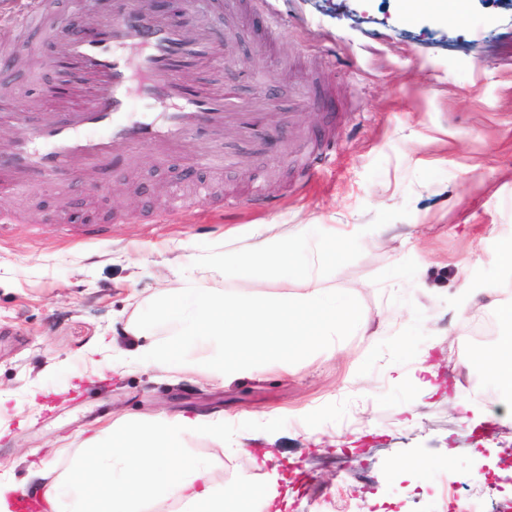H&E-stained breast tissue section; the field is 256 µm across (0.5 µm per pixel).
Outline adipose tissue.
Wrapping results in <instances>:
<instances>
[{
  "mask_svg": "<svg viewBox=\"0 0 512 512\" xmlns=\"http://www.w3.org/2000/svg\"><path fill=\"white\" fill-rule=\"evenodd\" d=\"M469 362L486 368L495 388L512 391V336L473 350ZM196 434L223 444L224 424L179 415L114 425L105 437L83 441L69 472L34 469L25 485L49 499L66 497L68 512H140L144 502L160 498L178 500L186 512H241L247 486L214 487L202 466L180 455Z\"/></svg>",
  "mask_w": 512,
  "mask_h": 512,
  "instance_id": "ef3b65f1",
  "label": "adipose tissue"
}]
</instances>
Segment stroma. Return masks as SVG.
<instances>
[{
	"instance_id": "obj_1",
	"label": "stroma",
	"mask_w": 512,
	"mask_h": 512,
	"mask_svg": "<svg viewBox=\"0 0 512 512\" xmlns=\"http://www.w3.org/2000/svg\"><path fill=\"white\" fill-rule=\"evenodd\" d=\"M448 24L406 18L403 0H195L190 34L209 31L228 60L189 67L186 85L246 88L264 112H298L222 175L190 158L141 152L113 160L104 190L71 182L65 208L0 190V475L22 484L31 464L65 470L84 436L117 420L223 419L224 443L188 437L216 484L261 489L281 477V512H482L512 506V414L489 404L483 368L468 365L464 329L488 300L474 280H501L493 243L512 235V0H466ZM275 14L279 30L265 33ZM65 68L1 69L13 94L0 112L60 110ZM323 145L313 176L290 146ZM261 187L269 207L246 199ZM409 217L362 236L363 253L317 287L358 299L368 334L305 360L232 381L132 363L142 337L126 322L168 282L195 275L205 243L255 247L266 225L295 235L332 224L356 233L376 211ZM122 216L72 241L67 226ZM178 249L179 265L167 263ZM405 361L434 367L425 393L389 378ZM471 387H463L460 377ZM271 449L263 468L246 451Z\"/></svg>"
}]
</instances>
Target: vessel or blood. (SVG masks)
Segmentation results:
<instances>
[{"label":"vessel or blood","mask_w":512,"mask_h":512,"mask_svg":"<svg viewBox=\"0 0 512 512\" xmlns=\"http://www.w3.org/2000/svg\"><path fill=\"white\" fill-rule=\"evenodd\" d=\"M28 2L15 15L16 24H35L52 35L55 24L45 15L42 0ZM78 5L94 31L70 48L79 81L69 95L79 104L43 113L34 123L15 112L0 113V122L16 126L14 140L0 147V187L61 192L68 178H97L111 149H146L161 159L194 142L203 130L212 143L203 164L221 169L230 159L226 141L250 144L261 129L272 126V117L246 111L235 92L217 94L206 86L190 90L181 83L182 67L221 56L210 35L185 42L176 18L144 0H113L108 15L96 9L94 0H78ZM135 99L152 109V116L129 118Z\"/></svg>","instance_id":"1"}]
</instances>
